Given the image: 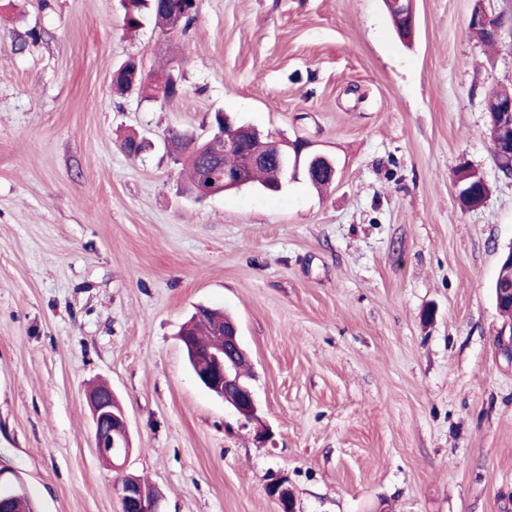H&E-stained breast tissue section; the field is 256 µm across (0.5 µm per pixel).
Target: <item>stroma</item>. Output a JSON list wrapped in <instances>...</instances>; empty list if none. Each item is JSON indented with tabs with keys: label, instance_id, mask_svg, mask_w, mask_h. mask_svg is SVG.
<instances>
[{
	"label": "stroma",
	"instance_id": "obj_1",
	"mask_svg": "<svg viewBox=\"0 0 512 512\" xmlns=\"http://www.w3.org/2000/svg\"><path fill=\"white\" fill-rule=\"evenodd\" d=\"M480 6L512 16L414 0L407 44L383 0H197L184 33L127 32L121 0H0V463L38 512H121L99 382L163 512H278L279 476L297 512H512V177L485 109L512 33L482 43ZM131 57L177 65L183 96L114 92ZM218 111L309 142L335 182L193 199L162 138ZM462 165L489 186L474 209ZM199 305L237 322L257 420L189 370ZM494 285L497 309L504 308L503 312L509 314V310H512V243L508 247V254L500 261ZM282 479L277 477L271 480L266 487L267 495L278 504L280 512H297L294 493Z\"/></svg>",
	"mask_w": 512,
	"mask_h": 512
}]
</instances>
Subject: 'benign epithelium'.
<instances>
[{"label":"benign epithelium","instance_id":"obj_1","mask_svg":"<svg viewBox=\"0 0 512 512\" xmlns=\"http://www.w3.org/2000/svg\"><path fill=\"white\" fill-rule=\"evenodd\" d=\"M385 3L391 15L407 19V24L400 28V33L410 35L415 25L411 0H385ZM196 10L197 0H186L181 11L168 16L165 30H181L186 18ZM470 24L472 29H482L492 37L498 38L512 22L500 14H490L485 9L478 8L472 14ZM486 109L490 117L492 135L497 139L499 147L496 161L500 166L512 157V97L492 92L487 96ZM222 126L223 130L217 132V136L211 137L202 145L195 140H176L169 136L165 138V144L168 150L177 156L194 152L209 157L211 163L216 164L221 161L225 152L236 149L245 139L259 134L256 127L237 124L226 113L223 114ZM280 145L281 141L273 140L270 154L250 158L245 167L226 169L220 179L208 178L192 186V193L195 198L205 200L226 190L244 186L248 183L249 168L269 161L270 157L278 152ZM309 147L310 143L306 141L293 146L295 164L306 162L308 175H325L329 182H334L337 175L335 160L327 155L310 152ZM495 285L497 309L507 307L512 310V244L508 247V254L500 261ZM218 339L220 347H202L186 335H181L184 348L191 357L203 354L212 361L209 371L196 374L197 380L245 419L254 420L258 411L254 391L250 381L237 373V362L245 353L239 343L236 324L231 321L220 329ZM88 401L94 423L95 448L99 455L111 460L113 470L119 473L115 490L121 501L122 512H162L161 497L156 493L148 494L135 474L128 471L127 463L132 450L128 419L112 389L94 388L88 394ZM266 492L278 504L280 512H296L294 493L282 478L271 480Z\"/></svg>","mask_w":512,"mask_h":512}]
</instances>
